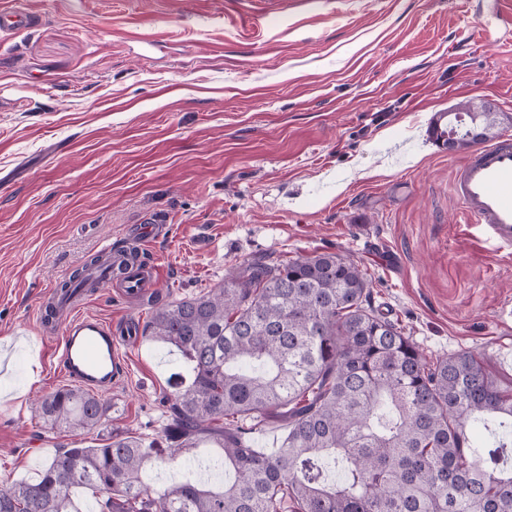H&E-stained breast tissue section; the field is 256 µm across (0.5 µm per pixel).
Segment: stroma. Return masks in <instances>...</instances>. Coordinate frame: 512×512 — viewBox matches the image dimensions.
I'll list each match as a JSON object with an SVG mask.
<instances>
[{"label":"stroma","instance_id":"stroma-1","mask_svg":"<svg viewBox=\"0 0 512 512\" xmlns=\"http://www.w3.org/2000/svg\"><path fill=\"white\" fill-rule=\"evenodd\" d=\"M24 3L38 25L0 44V483L72 441L34 407L65 384L51 292L147 221L169 226L139 249L149 301L110 283L85 312L142 329L249 259L337 252L428 361L476 350L512 385V254L467 223L464 156L429 134L465 101L512 115L492 0ZM121 351L104 429L156 438L186 363L142 333Z\"/></svg>","mask_w":512,"mask_h":512}]
</instances>
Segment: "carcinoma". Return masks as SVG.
<instances>
[{"instance_id": "1", "label": "carcinoma", "mask_w": 512, "mask_h": 512, "mask_svg": "<svg viewBox=\"0 0 512 512\" xmlns=\"http://www.w3.org/2000/svg\"><path fill=\"white\" fill-rule=\"evenodd\" d=\"M456 151L499 137L502 117L481 104L457 115ZM368 275L338 253L283 263L257 259L207 293L159 304L146 328L178 349L189 382L167 398L162 436H103L61 446L38 480L0 485V512H80L85 489L99 512H512V389L484 354L429 363L388 314L369 303ZM110 406L63 386L37 411L51 429L89 432ZM224 420L223 429L208 424ZM287 435L262 453L247 421ZM210 444L232 480L185 479L161 490L147 467L187 462Z\"/></svg>"}]
</instances>
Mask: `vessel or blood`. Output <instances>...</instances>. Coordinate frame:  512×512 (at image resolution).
I'll list each match as a JSON object with an SVG mask.
<instances>
[{
    "label": "vessel or blood",
    "instance_id": "obj_1",
    "mask_svg": "<svg viewBox=\"0 0 512 512\" xmlns=\"http://www.w3.org/2000/svg\"><path fill=\"white\" fill-rule=\"evenodd\" d=\"M33 14L23 0H0V38L25 29ZM452 192L470 223L485 230L502 250H512V138L472 148L457 169ZM119 281L124 295L146 300L157 281L152 267H124L120 257L96 270L86 285L97 288ZM60 338L56 358L71 382L99 389L103 377L119 380L128 365L111 322L81 311L75 294H56Z\"/></svg>",
    "mask_w": 512,
    "mask_h": 512
}]
</instances>
